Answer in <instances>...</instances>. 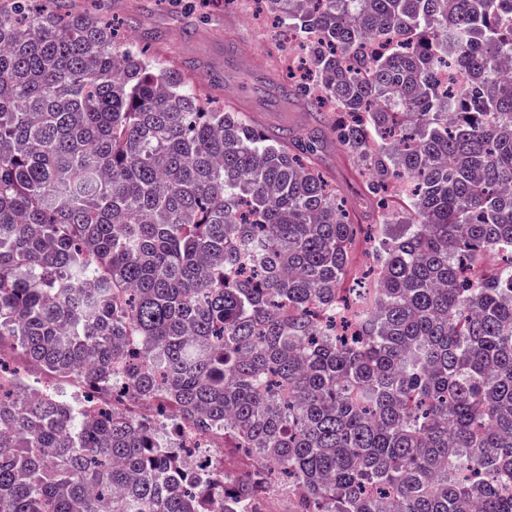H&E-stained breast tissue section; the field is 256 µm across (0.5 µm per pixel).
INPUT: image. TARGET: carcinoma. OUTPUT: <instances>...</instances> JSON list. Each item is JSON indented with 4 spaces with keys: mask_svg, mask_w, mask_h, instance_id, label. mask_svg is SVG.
Listing matches in <instances>:
<instances>
[{
    "mask_svg": "<svg viewBox=\"0 0 512 512\" xmlns=\"http://www.w3.org/2000/svg\"><path fill=\"white\" fill-rule=\"evenodd\" d=\"M319 137L67 0L0 8V512H512V0H277ZM152 408L112 409L126 390ZM211 434L253 460L190 482ZM325 150L323 175L347 202L351 218L360 224L368 223L365 214L372 206L363 171L336 144L329 141Z\"/></svg>",
    "mask_w": 512,
    "mask_h": 512,
    "instance_id": "carcinoma-1",
    "label": "carcinoma"
}]
</instances>
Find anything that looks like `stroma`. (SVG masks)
Masks as SVG:
<instances>
[{
	"instance_id": "stroma-1",
	"label": "stroma",
	"mask_w": 512,
	"mask_h": 512,
	"mask_svg": "<svg viewBox=\"0 0 512 512\" xmlns=\"http://www.w3.org/2000/svg\"><path fill=\"white\" fill-rule=\"evenodd\" d=\"M83 11L114 20L123 35H134L160 66L194 78L216 80L226 104L252 113L270 129L301 134L316 128L315 114L301 104L268 106L265 78L286 69L290 51L275 20L272 0H75ZM325 178L346 201L352 219L371 208L365 177L336 144L322 161Z\"/></svg>"
}]
</instances>
